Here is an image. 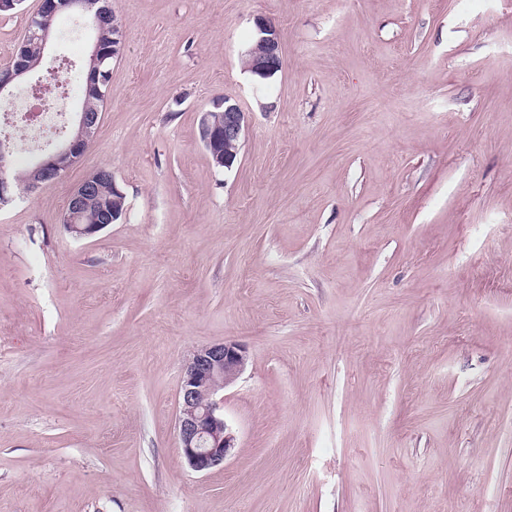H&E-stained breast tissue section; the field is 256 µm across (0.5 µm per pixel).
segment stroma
<instances>
[{
    "mask_svg": "<svg viewBox=\"0 0 512 512\" xmlns=\"http://www.w3.org/2000/svg\"><path fill=\"white\" fill-rule=\"evenodd\" d=\"M40 0L0 14V69ZM94 143L0 210V512H512V0H112ZM262 16L283 65L243 68ZM67 112L93 35L53 24ZM247 116L232 169L199 137ZM105 166L127 211L62 226ZM233 340L192 471L183 365ZM247 361L246 348L233 341L197 348L186 361L176 430L183 456L195 472L223 465L234 448L218 394L241 375Z\"/></svg>",
    "mask_w": 512,
    "mask_h": 512,
    "instance_id": "1",
    "label": "stroma"
}]
</instances>
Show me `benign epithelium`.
Wrapping results in <instances>:
<instances>
[{
  "label": "benign epithelium",
  "mask_w": 512,
  "mask_h": 512,
  "mask_svg": "<svg viewBox=\"0 0 512 512\" xmlns=\"http://www.w3.org/2000/svg\"><path fill=\"white\" fill-rule=\"evenodd\" d=\"M72 11L87 18L113 16L110 0H41L39 10L27 19L25 34L17 46L12 61L0 70V101L14 97V90L27 83L36 93L40 81L30 82L34 65L27 60V48L35 43L41 56L48 54L53 23L58 14ZM256 39L243 58L244 69L261 80L274 76L282 68V55L276 27L267 19H254ZM122 32L112 23V42L96 39L84 64L85 98L105 99L104 88L110 79L106 69L109 59L121 50ZM246 113L230 98H224L221 116L207 111L199 122L200 140L217 167L232 168L237 160L245 132ZM100 124V114L82 107L72 123L75 134L55 147L42 151L30 167L26 190L33 192L42 184L55 182L72 167L91 146ZM112 178L105 169L91 171L70 192L61 223L76 238L95 235L115 223L125 212V195L112 185V197L101 194V184ZM17 195L12 174V151L8 144L0 145V209L15 202ZM91 207L100 213V222L84 224L82 217ZM248 361L246 348L233 341L216 342L194 350L186 361L179 389V410L176 430L180 448L188 466L205 472L224 464L235 437L224 420L218 394L232 384L244 371Z\"/></svg>",
  "instance_id": "obj_1"
}]
</instances>
